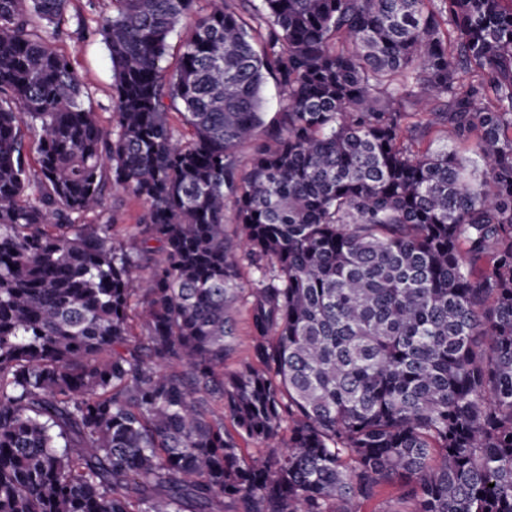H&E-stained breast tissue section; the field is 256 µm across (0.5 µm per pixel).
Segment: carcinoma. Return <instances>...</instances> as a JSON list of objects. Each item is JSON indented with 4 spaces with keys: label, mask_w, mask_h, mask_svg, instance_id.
<instances>
[{
    "label": "carcinoma",
    "mask_w": 512,
    "mask_h": 512,
    "mask_svg": "<svg viewBox=\"0 0 512 512\" xmlns=\"http://www.w3.org/2000/svg\"><path fill=\"white\" fill-rule=\"evenodd\" d=\"M70 2L0 0V512H512V0H86L111 130ZM56 46L73 53L75 66L90 93V99H86L85 104H90L102 124L111 130L112 64L102 37L95 34L77 44L66 40ZM112 210L116 218L115 224H117L115 232L119 237H125L133 230L141 213L142 204L131 196L117 193L108 199L106 210L98 218L90 217L87 220L95 219L99 224H105L108 220H112ZM237 343L234 351L226 361L228 370H235L242 362L251 356V344L249 341V324L247 314V298H239L235 304ZM401 489L398 484L385 486L378 500L369 505L367 511L376 509H406L409 507L401 500Z\"/></svg>",
    "instance_id": "cac0c4a2"
}]
</instances>
